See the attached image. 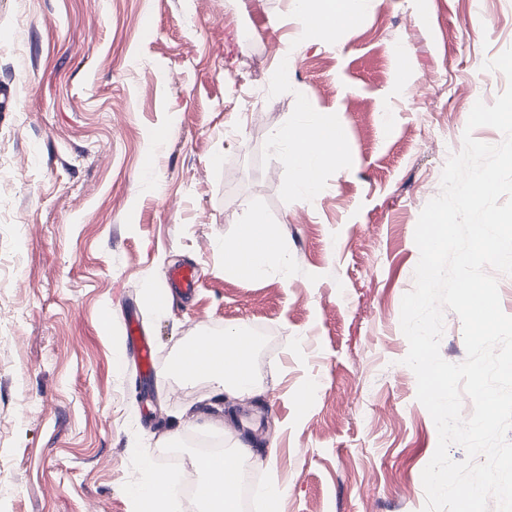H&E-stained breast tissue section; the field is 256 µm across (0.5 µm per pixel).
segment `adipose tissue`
<instances>
[{
	"label": "adipose tissue",
	"mask_w": 512,
	"mask_h": 512,
	"mask_svg": "<svg viewBox=\"0 0 512 512\" xmlns=\"http://www.w3.org/2000/svg\"><path fill=\"white\" fill-rule=\"evenodd\" d=\"M357 10L356 0H309L304 10L298 11V22L312 27L317 37H327L336 27L349 23ZM276 137L290 150L284 162L295 174V184L300 194L313 196L319 188L323 169L335 163L341 153V143L335 130H324L316 123L294 127H279ZM281 250L280 238L272 225L260 217L240 225L233 247L226 252L225 262L237 274L259 279L266 275ZM250 354L241 355L236 361H228L217 355L216 369L207 372L211 382L223 387L231 398H242L254 391V379L250 368ZM249 452L236 448L224 453L222 465L199 466L201 494L205 512H238L235 499L227 492L235 473L240 472Z\"/></svg>",
	"instance_id": "obj_1"
}]
</instances>
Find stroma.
Listing matches in <instances>:
<instances>
[{"mask_svg": "<svg viewBox=\"0 0 512 512\" xmlns=\"http://www.w3.org/2000/svg\"><path fill=\"white\" fill-rule=\"evenodd\" d=\"M295 12L0 0L17 93L0 101V512H134L144 460L180 481L201 439L249 448L277 512H422L438 434L401 300L419 214L474 104L502 92L483 64L512 47V0H364L327 41ZM313 113L343 152L306 199L273 132ZM256 215L284 263L246 280L224 251ZM178 265L196 292L155 310L147 288ZM130 307L153 383L126 352ZM228 330L253 336L251 396L171 373L194 336Z\"/></svg>", "mask_w": 512, "mask_h": 512, "instance_id": "stroma-1", "label": "stroma"}]
</instances>
